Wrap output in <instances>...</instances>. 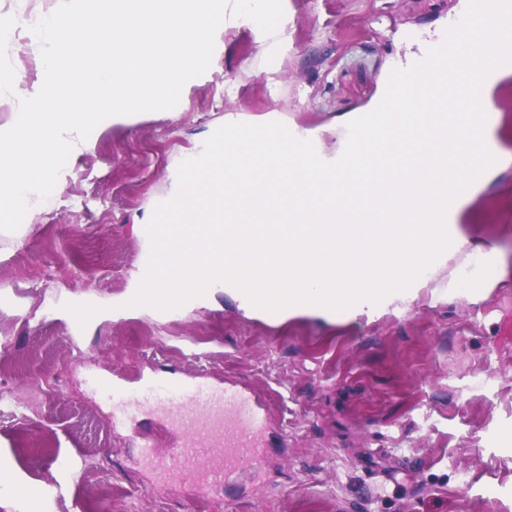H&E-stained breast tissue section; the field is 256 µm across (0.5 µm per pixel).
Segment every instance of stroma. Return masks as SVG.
Segmentation results:
<instances>
[{"instance_id":"obj_1","label":"stroma","mask_w":512,"mask_h":512,"mask_svg":"<svg viewBox=\"0 0 512 512\" xmlns=\"http://www.w3.org/2000/svg\"><path fill=\"white\" fill-rule=\"evenodd\" d=\"M458 3L288 0L285 45L222 35L178 107L101 122L51 201L0 231V512H512V74L487 116L496 167L459 211L458 238L373 315L250 310L221 288L174 311L123 306L150 253L143 216L225 112L320 130L334 154L345 118L376 104L403 58L396 31L429 39L458 22ZM59 4L0 0V69L20 77L0 86L2 127L42 79L29 26ZM475 258L486 274L459 285ZM69 303L101 311L82 327ZM180 374L270 398L262 477L191 500V470L138 465L143 440L163 452L175 436L136 404ZM103 458L109 474L90 470Z\"/></svg>"}]
</instances>
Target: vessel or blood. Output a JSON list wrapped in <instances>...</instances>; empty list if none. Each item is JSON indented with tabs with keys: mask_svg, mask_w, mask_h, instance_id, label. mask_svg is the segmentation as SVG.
Here are the masks:
<instances>
[{
	"mask_svg": "<svg viewBox=\"0 0 512 512\" xmlns=\"http://www.w3.org/2000/svg\"><path fill=\"white\" fill-rule=\"evenodd\" d=\"M167 390L170 398L161 402L160 413L181 442L164 455L143 444L142 468L167 474L195 467L201 493L234 482L243 470L261 472L273 421L268 406L252 390L231 385L209 392L189 378L169 382Z\"/></svg>",
	"mask_w": 512,
	"mask_h": 512,
	"instance_id": "obj_1",
	"label": "vessel or blood"
}]
</instances>
